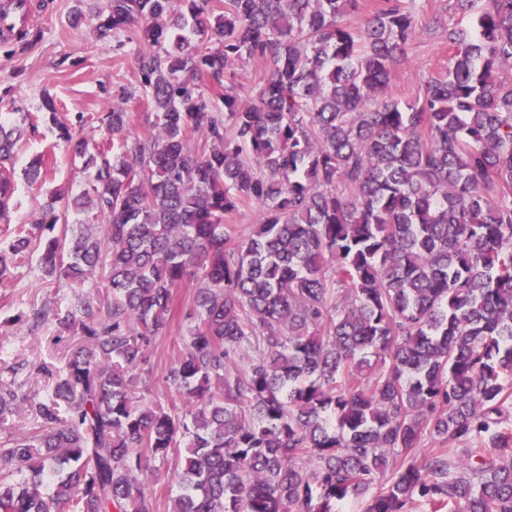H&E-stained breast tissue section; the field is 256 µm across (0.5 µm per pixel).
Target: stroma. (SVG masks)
Wrapping results in <instances>:
<instances>
[{
    "label": "stroma",
    "instance_id": "stroma-1",
    "mask_svg": "<svg viewBox=\"0 0 512 512\" xmlns=\"http://www.w3.org/2000/svg\"><path fill=\"white\" fill-rule=\"evenodd\" d=\"M408 3L427 30L412 42L391 74L389 90L402 101L416 99L425 82L447 68V26L471 24L469 17L452 9L451 0ZM74 6L75 0H37L28 37L0 46V90L11 91L0 100V118L20 122L23 114L35 111L47 93L58 105L61 122L74 123L81 117L90 120L116 105L117 86L137 85L138 42L122 34L100 36L85 25L71 26L68 18ZM52 141L51 133L43 129L23 135L17 145L13 223H31L53 190L61 188L77 194L85 188L81 159L63 145L55 146L45 182H27L24 170L28 162ZM39 257V250H31L23 265L10 268L0 277V383L19 397L14 412L0 419V439L24 438L37 431L38 423L28 411V402L47 393L48 372L62 368L79 342L77 331L61 327L54 318L55 312L74 303V292L67 280L46 277ZM177 294L181 305L170 316L164 332L148 347L152 372L138 387L146 402L168 407L181 404L180 396L166 387L164 377L184 350L186 305L192 291L181 288ZM34 308L50 310V318L33 324L28 314ZM145 489L156 498L157 512H168L180 493L174 459L150 462Z\"/></svg>",
    "mask_w": 512,
    "mask_h": 512
}]
</instances>
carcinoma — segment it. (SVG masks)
I'll return each mask as SVG.
<instances>
[{"instance_id":"1","label":"carcinoma","mask_w":512,"mask_h":512,"mask_svg":"<svg viewBox=\"0 0 512 512\" xmlns=\"http://www.w3.org/2000/svg\"><path fill=\"white\" fill-rule=\"evenodd\" d=\"M76 2L102 35L137 27L119 96L157 133L111 107L93 146L37 107L88 189L14 228L0 273L36 232L44 275L99 277L106 310L79 295L57 316L81 345L30 403L39 431L0 443V512H156L141 476L182 445L171 512H512V0H453L472 27H448V68L411 103L389 93L424 30L405 0L357 30L360 0ZM243 59L263 64L253 99L231 86ZM22 136L0 121L5 224ZM191 268L178 411L136 388ZM127 109L129 112L135 113L133 123L130 126V131L133 134L147 137L155 132V129L152 127V121L154 120L153 114L147 111L145 107L131 103L127 106Z\"/></svg>"}]
</instances>
